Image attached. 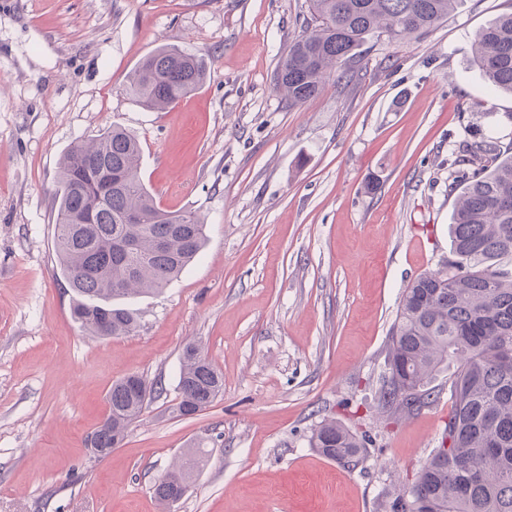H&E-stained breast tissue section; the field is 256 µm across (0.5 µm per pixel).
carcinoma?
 Masks as SVG:
<instances>
[{"label": "carcinoma", "mask_w": 512, "mask_h": 512, "mask_svg": "<svg viewBox=\"0 0 512 512\" xmlns=\"http://www.w3.org/2000/svg\"><path fill=\"white\" fill-rule=\"evenodd\" d=\"M457 4L309 0V17L278 62L276 85L288 104H302L329 79L352 77L356 49L367 40L422 35ZM473 61L490 92L512 94V13L476 33ZM205 75L197 55L161 47L139 62L125 90L139 104L162 110L198 90ZM472 136L448 159V192L455 195L450 257L404 288L377 392L388 418L418 414L437 401L431 381L446 368L451 406L438 452L387 512H512V144L504 147L476 131ZM140 153L134 134L109 126L72 145L59 162V271L73 292L71 318L98 338L132 333L138 316L120 299L162 291L206 241L200 214L156 203L139 175ZM178 387L182 416L206 410L224 392L223 374L197 342L182 349ZM150 396L151 387L138 375L113 383L109 413L89 440L92 452L119 447ZM309 444L355 467L365 436L324 419ZM201 462L199 450L190 448L155 483L163 506L187 493Z\"/></svg>", "instance_id": "carcinoma-1"}]
</instances>
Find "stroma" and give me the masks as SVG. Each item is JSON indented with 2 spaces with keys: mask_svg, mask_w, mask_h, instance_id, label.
<instances>
[{
  "mask_svg": "<svg viewBox=\"0 0 512 512\" xmlns=\"http://www.w3.org/2000/svg\"><path fill=\"white\" fill-rule=\"evenodd\" d=\"M512 0H463L419 39L374 38L362 68L304 104L274 86L306 0H0V512H382L440 445L451 405L387 420L377 407L405 286L449 256L448 158L469 128L512 142V96L487 95L475 34ZM162 45L201 56L203 85L168 108L126 94ZM110 125L142 146L161 208L197 211L208 241L138 327L86 335L56 273L58 163ZM377 190H370V182ZM224 375L182 416L183 347ZM158 393L118 448L87 440L113 383ZM333 418L370 435L348 469L315 449ZM206 462L162 509L153 485Z\"/></svg>",
  "mask_w": 512,
  "mask_h": 512,
  "instance_id": "obj_1",
  "label": "stroma"
}]
</instances>
